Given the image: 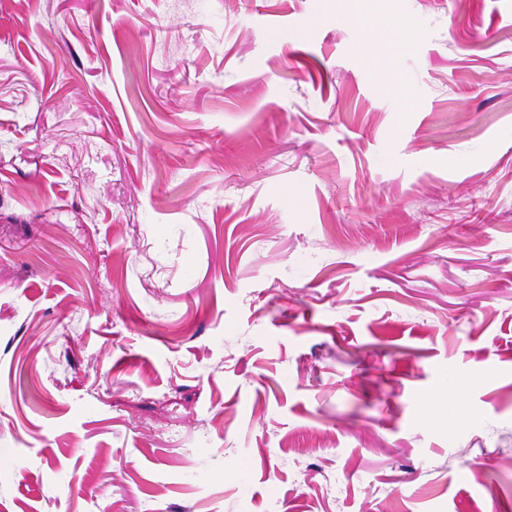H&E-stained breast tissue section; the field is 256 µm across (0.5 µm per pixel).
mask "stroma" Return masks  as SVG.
<instances>
[{
  "label": "stroma",
  "instance_id": "1",
  "mask_svg": "<svg viewBox=\"0 0 512 512\" xmlns=\"http://www.w3.org/2000/svg\"><path fill=\"white\" fill-rule=\"evenodd\" d=\"M508 507L512 0L0 9V512ZM369 29L376 49L382 54H387L390 65L394 67L395 60L391 50L393 46L401 44L404 37L396 30L386 26H376Z\"/></svg>",
  "mask_w": 512,
  "mask_h": 512
}]
</instances>
